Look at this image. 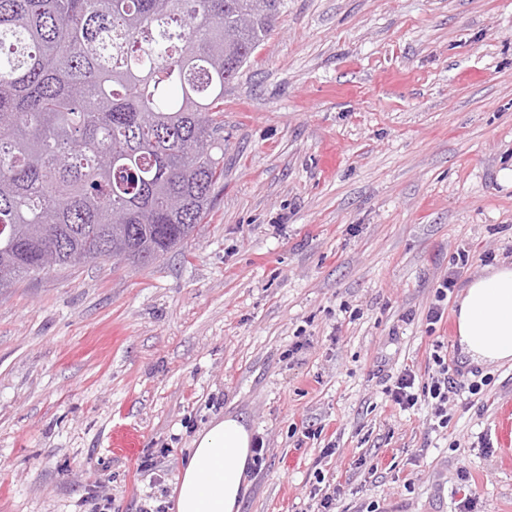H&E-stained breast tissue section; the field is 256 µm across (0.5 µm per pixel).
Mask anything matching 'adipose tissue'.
Masks as SVG:
<instances>
[{"label": "adipose tissue", "instance_id": "1", "mask_svg": "<svg viewBox=\"0 0 512 512\" xmlns=\"http://www.w3.org/2000/svg\"><path fill=\"white\" fill-rule=\"evenodd\" d=\"M456 340L477 364L512 362V263L473 275L460 293ZM253 433L238 417L213 419L183 460L174 512H240L248 488Z\"/></svg>", "mask_w": 512, "mask_h": 512}]
</instances>
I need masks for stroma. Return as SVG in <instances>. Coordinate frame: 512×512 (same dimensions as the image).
I'll use <instances>...</instances> for the list:
<instances>
[{
  "mask_svg": "<svg viewBox=\"0 0 512 512\" xmlns=\"http://www.w3.org/2000/svg\"><path fill=\"white\" fill-rule=\"evenodd\" d=\"M223 136L183 248L0 292V512H93L95 487L112 512H173L193 435L228 414L267 449L240 512H318L331 486L335 512H512V363L464 360L454 316L512 259V0H284ZM436 340L488 381L444 428L388 396L404 369L428 382Z\"/></svg>",
  "mask_w": 512,
  "mask_h": 512,
  "instance_id": "1",
  "label": "stroma"
}]
</instances>
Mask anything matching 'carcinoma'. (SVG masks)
Wrapping results in <instances>:
<instances>
[{"mask_svg":"<svg viewBox=\"0 0 512 512\" xmlns=\"http://www.w3.org/2000/svg\"><path fill=\"white\" fill-rule=\"evenodd\" d=\"M282 0H0V291L187 243L224 182V86Z\"/></svg>","mask_w":512,"mask_h":512,"instance_id":"cac0c4a2","label":"carcinoma"}]
</instances>
